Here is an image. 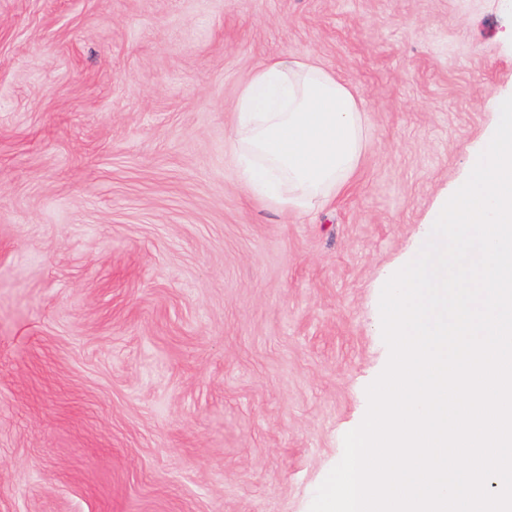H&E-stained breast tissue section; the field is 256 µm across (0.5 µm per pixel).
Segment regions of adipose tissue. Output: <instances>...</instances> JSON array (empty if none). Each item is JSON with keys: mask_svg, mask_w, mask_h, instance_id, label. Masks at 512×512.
I'll return each instance as SVG.
<instances>
[{"mask_svg": "<svg viewBox=\"0 0 512 512\" xmlns=\"http://www.w3.org/2000/svg\"><path fill=\"white\" fill-rule=\"evenodd\" d=\"M366 132L355 92L316 60L282 54L253 69L239 87L232 158L255 199L295 214L348 188Z\"/></svg>", "mask_w": 512, "mask_h": 512, "instance_id": "ef3b65f1", "label": "adipose tissue"}]
</instances>
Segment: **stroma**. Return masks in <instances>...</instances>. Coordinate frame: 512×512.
Here are the masks:
<instances>
[{
  "instance_id": "35a3bbf8",
  "label": "stroma",
  "mask_w": 512,
  "mask_h": 512,
  "mask_svg": "<svg viewBox=\"0 0 512 512\" xmlns=\"http://www.w3.org/2000/svg\"><path fill=\"white\" fill-rule=\"evenodd\" d=\"M281 53L368 116L286 219L230 148ZM509 96L512 0H0V512H309L381 289Z\"/></svg>"
}]
</instances>
